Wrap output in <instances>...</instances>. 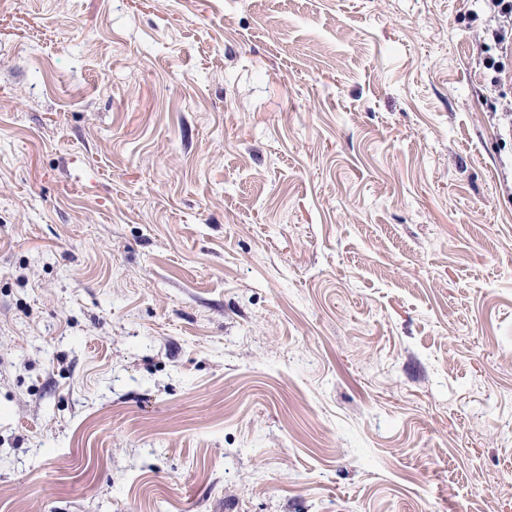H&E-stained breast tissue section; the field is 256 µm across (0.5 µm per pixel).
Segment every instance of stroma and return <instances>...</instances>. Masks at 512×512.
<instances>
[{
  "label": "stroma",
  "instance_id": "1",
  "mask_svg": "<svg viewBox=\"0 0 512 512\" xmlns=\"http://www.w3.org/2000/svg\"><path fill=\"white\" fill-rule=\"evenodd\" d=\"M486 26L0 0V512H512Z\"/></svg>",
  "mask_w": 512,
  "mask_h": 512
}]
</instances>
